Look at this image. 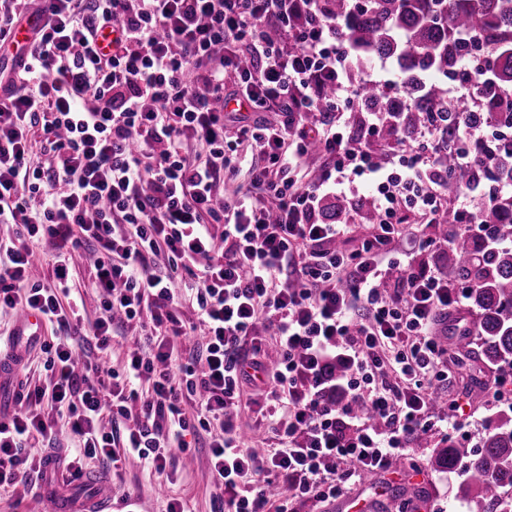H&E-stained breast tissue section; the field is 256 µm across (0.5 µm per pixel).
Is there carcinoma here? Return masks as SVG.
I'll list each match as a JSON object with an SVG mask.
<instances>
[{"mask_svg":"<svg viewBox=\"0 0 512 512\" xmlns=\"http://www.w3.org/2000/svg\"><path fill=\"white\" fill-rule=\"evenodd\" d=\"M324 7L336 18L340 40L358 55L392 59L401 70L411 98V107L398 119L401 131L431 123L436 112L445 114L446 139L456 129L459 113L475 125L489 116L512 127V107L486 101L484 111L471 112L463 104L452 106L436 80L448 76L454 63L469 53L458 33L472 30L494 52L497 82L512 84V0H371L362 12L353 11L348 0H324ZM380 100L376 89L363 88L353 109H370ZM445 164L452 167V195L471 173L449 159ZM481 218L492 227L496 244L480 250L471 239L459 237L448 248V270L458 280L474 284L470 299L477 308L470 324L448 345L460 352L475 338L485 358L512 367V201L485 208ZM461 463L465 478L458 497L470 512H512V500L503 508L505 498L512 497V415L500 413L498 425L477 449L450 445L429 459V465L439 470L452 471Z\"/></svg>","mask_w":512,"mask_h":512,"instance_id":"obj_1","label":"carcinoma"}]
</instances>
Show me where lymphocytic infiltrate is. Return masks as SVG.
I'll return each mask as SVG.
<instances>
[{"label":"lymphocytic infiltrate","mask_w":512,"mask_h":512,"mask_svg":"<svg viewBox=\"0 0 512 512\" xmlns=\"http://www.w3.org/2000/svg\"><path fill=\"white\" fill-rule=\"evenodd\" d=\"M32 7L45 20L0 83V223L14 228L0 240V312L38 311L57 336L41 347L44 380L0 415V487L40 472L23 450L62 428L76 444L67 470L134 454L161 477L205 433L219 512H267L274 476L290 512L348 496L419 434L460 429V404L436 407L429 391L451 381L437 327L469 289L430 264L432 230L491 239L479 214L512 200V180L451 196L443 157L482 175L511 140L485 151L488 126L463 123L451 146L429 125L387 147L405 97L349 125L355 52L323 0H0V47ZM445 94L512 102L487 51L460 59ZM233 101L249 116L226 111ZM312 154L326 160L316 176ZM243 166L247 183L225 195ZM365 198L374 225L356 249L336 248ZM39 245L48 284L31 278ZM85 251L102 295L88 328L73 292ZM118 321L141 339L119 372ZM247 390L267 423L261 447L240 431Z\"/></svg>","instance_id":"f902f5d3"}]
</instances>
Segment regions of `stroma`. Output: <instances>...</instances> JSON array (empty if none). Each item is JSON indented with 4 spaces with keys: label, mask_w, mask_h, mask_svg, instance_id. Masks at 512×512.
<instances>
[{
    "label": "stroma",
    "mask_w": 512,
    "mask_h": 512,
    "mask_svg": "<svg viewBox=\"0 0 512 512\" xmlns=\"http://www.w3.org/2000/svg\"><path fill=\"white\" fill-rule=\"evenodd\" d=\"M448 367L453 373V381L447 398L465 401L463 421L466 436L430 433L427 443H417L410 448L407 463L373 474L357 486L349 498L330 502L315 510L300 505L296 512H383L390 494L395 491L403 493L405 499L411 501L425 500L426 512H467L466 506L455 497L463 477L462 471L439 472L429 466L428 460L435 449L450 444L474 447L494 429L497 411L487 406L485 396L476 395L470 380L478 378L483 387L491 390L496 386L498 372L495 366L483 363L474 368L452 361ZM191 453L187 472L176 474L174 485L169 489L159 487L154 472L134 456H126L116 473L96 461L89 462L88 467L111 481L112 512H123L121 503L128 497L137 501L140 512H164V500L172 491L185 499L188 512H212L216 487L209 466L207 439H200Z\"/></svg>",
    "instance_id": "obj_1"
}]
</instances>
